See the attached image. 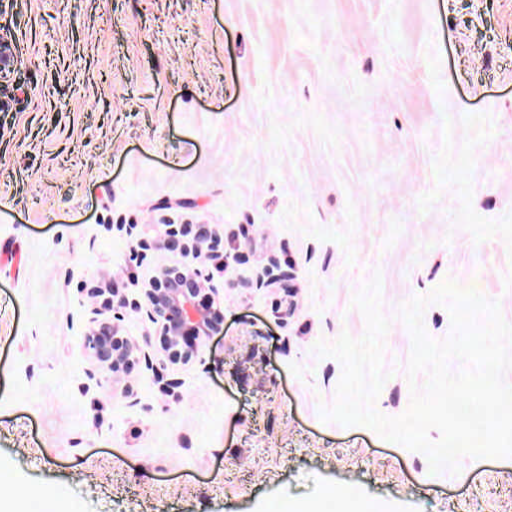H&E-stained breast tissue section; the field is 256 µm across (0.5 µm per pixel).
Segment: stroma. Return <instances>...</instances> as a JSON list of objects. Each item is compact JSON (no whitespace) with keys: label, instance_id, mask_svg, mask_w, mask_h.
Masks as SVG:
<instances>
[{"label":"stroma","instance_id":"stroma-1","mask_svg":"<svg viewBox=\"0 0 512 512\" xmlns=\"http://www.w3.org/2000/svg\"><path fill=\"white\" fill-rule=\"evenodd\" d=\"M0 34V512H512V457L434 474L323 421L313 351L363 335L379 275L396 416L427 381L403 303L451 279L512 323V0H5ZM169 223L224 229L223 272L195 262L223 332L89 375V288L138 298Z\"/></svg>","mask_w":512,"mask_h":512}]
</instances>
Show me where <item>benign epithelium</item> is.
<instances>
[{
	"label": "benign epithelium",
	"instance_id": "7a95c632",
	"mask_svg": "<svg viewBox=\"0 0 512 512\" xmlns=\"http://www.w3.org/2000/svg\"><path fill=\"white\" fill-rule=\"evenodd\" d=\"M192 228L191 224H166L158 237L137 242L143 253L172 254L142 282L141 300L129 301L125 293L107 282L89 289L96 303L90 310L84 349L95 369L115 378L127 372L139 357L150 359L152 352L164 367L188 366L199 355L198 342L222 331L220 292L224 287L213 284V278L195 267V260L206 249L212 259L224 263V232L210 225L202 238L193 235ZM204 289L211 295L206 304L198 300ZM129 305L145 310L149 321L157 325L156 339L147 338L141 344L112 320V311Z\"/></svg>",
	"mask_w": 512,
	"mask_h": 512
}]
</instances>
